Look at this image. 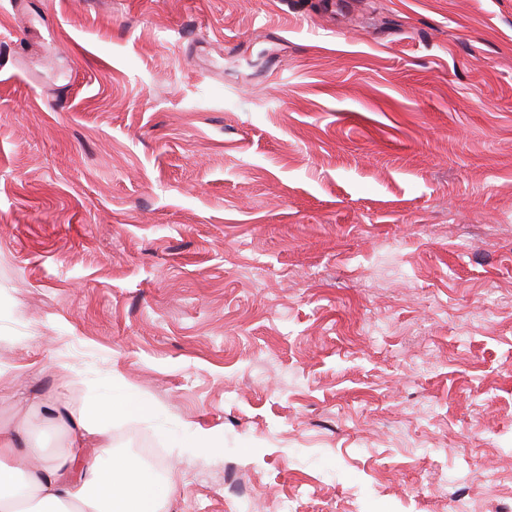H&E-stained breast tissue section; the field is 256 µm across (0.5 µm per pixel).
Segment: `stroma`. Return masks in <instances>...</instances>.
<instances>
[{"instance_id": "35a3bbf8", "label": "stroma", "mask_w": 512, "mask_h": 512, "mask_svg": "<svg viewBox=\"0 0 512 512\" xmlns=\"http://www.w3.org/2000/svg\"><path fill=\"white\" fill-rule=\"evenodd\" d=\"M93 397L167 512H512V0H0V424Z\"/></svg>"}]
</instances>
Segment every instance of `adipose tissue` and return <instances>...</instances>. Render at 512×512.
<instances>
[{"label": "adipose tissue", "instance_id": "1", "mask_svg": "<svg viewBox=\"0 0 512 512\" xmlns=\"http://www.w3.org/2000/svg\"><path fill=\"white\" fill-rule=\"evenodd\" d=\"M125 402L55 410L66 442L47 454L30 419L0 426V512H161L162 491L139 462L117 454L112 421L134 415Z\"/></svg>", "mask_w": 512, "mask_h": 512}]
</instances>
